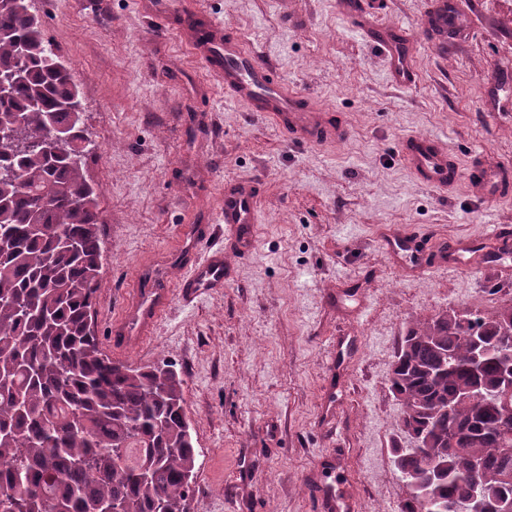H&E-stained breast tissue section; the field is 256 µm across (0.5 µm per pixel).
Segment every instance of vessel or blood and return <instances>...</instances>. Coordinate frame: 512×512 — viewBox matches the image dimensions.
Listing matches in <instances>:
<instances>
[{"label": "vessel or blood", "instance_id": "1", "mask_svg": "<svg viewBox=\"0 0 512 512\" xmlns=\"http://www.w3.org/2000/svg\"><path fill=\"white\" fill-rule=\"evenodd\" d=\"M143 9L161 32L181 31L190 52L216 74L224 90L247 104L251 111L273 119L289 141L305 145L339 143L349 136L344 123L336 122L326 109L315 107L308 98L274 80L271 66L238 37L225 33L217 20L195 10L193 0H182L180 13L186 28H176L166 0H143ZM374 41L389 61V74L400 85L415 82V68L407 50L409 37L396 26L373 30ZM399 153L419 181L445 191L460 179H467L487 200L493 201L512 189V164L496 169L477 165L461 170L453 152L428 135H410L399 144ZM257 214V192L247 181L224 187V208L216 218L224 226V249L213 251L206 259H192L177 288L164 279L150 284L134 281L132 293L111 325V343L116 352H124L151 334L169 306L173 294L183 299L199 296L204 290L218 288L231 276L224 260L225 248L241 249L250 236ZM381 245L392 263L410 266L417 276L441 268L468 269L484 254L479 240L461 239L431 249L420 237L392 226L382 235Z\"/></svg>", "mask_w": 512, "mask_h": 512}]
</instances>
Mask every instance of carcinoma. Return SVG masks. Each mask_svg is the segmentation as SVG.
I'll return each instance as SVG.
<instances>
[{
  "instance_id": "1",
  "label": "carcinoma",
  "mask_w": 512,
  "mask_h": 512,
  "mask_svg": "<svg viewBox=\"0 0 512 512\" xmlns=\"http://www.w3.org/2000/svg\"><path fill=\"white\" fill-rule=\"evenodd\" d=\"M15 69L23 78L0 99V512H189L197 453L180 373L112 359L94 329L104 249L83 169L92 142L66 106L79 85L28 0H0V72ZM50 126L71 143L27 148ZM473 335L488 347L478 365ZM506 336L512 305L405 328L390 391L403 433L431 442L402 449L416 484L403 512H429L423 489L446 502L479 484L491 507L512 501Z\"/></svg>"
}]
</instances>
